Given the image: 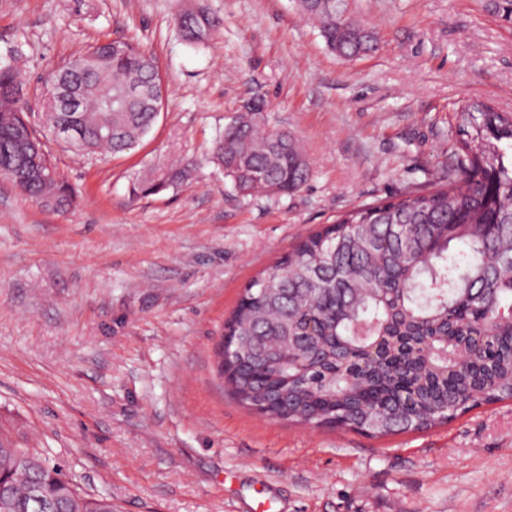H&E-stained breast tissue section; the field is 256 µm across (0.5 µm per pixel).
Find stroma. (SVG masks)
I'll use <instances>...</instances> for the list:
<instances>
[{
  "mask_svg": "<svg viewBox=\"0 0 512 512\" xmlns=\"http://www.w3.org/2000/svg\"><path fill=\"white\" fill-rule=\"evenodd\" d=\"M374 52H331L295 0H0V60L30 94L75 201L0 177V427L46 449L117 512H512V402L372 438L273 421L216 373L245 286L302 237L363 204L458 178L456 113L512 112V24L481 0H351ZM219 23L189 45L176 15ZM155 57L165 105L117 154L74 152L45 126L51 72L93 41ZM259 104L310 166L283 194L239 192L210 160ZM187 168L158 193L132 182Z\"/></svg>",
  "mask_w": 512,
  "mask_h": 512,
  "instance_id": "stroma-1",
  "label": "stroma"
}]
</instances>
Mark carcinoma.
<instances>
[{"label": "carcinoma", "mask_w": 512, "mask_h": 512, "mask_svg": "<svg viewBox=\"0 0 512 512\" xmlns=\"http://www.w3.org/2000/svg\"><path fill=\"white\" fill-rule=\"evenodd\" d=\"M327 47L351 59L377 47L347 0H297ZM512 24V0H484ZM184 39L205 45L218 20L177 14ZM70 83L76 108L48 112L52 130L86 154L119 153L149 133L164 97L154 57L130 41L96 42L51 74ZM27 84L0 62V176L55 207L72 188L42 151L22 103ZM241 114L213 149L224 175L245 194L289 193L309 174L286 132ZM460 184L361 206L303 238L252 280L224 321L236 354L218 347L217 372L232 397L270 420L344 429L370 437L428 430L482 404L512 399V113L472 102L456 115ZM178 176L133 182L151 193ZM461 244L460 258L448 262ZM39 486L55 512H114L59 464L0 430V512H42Z\"/></svg>", "instance_id": "1"}]
</instances>
